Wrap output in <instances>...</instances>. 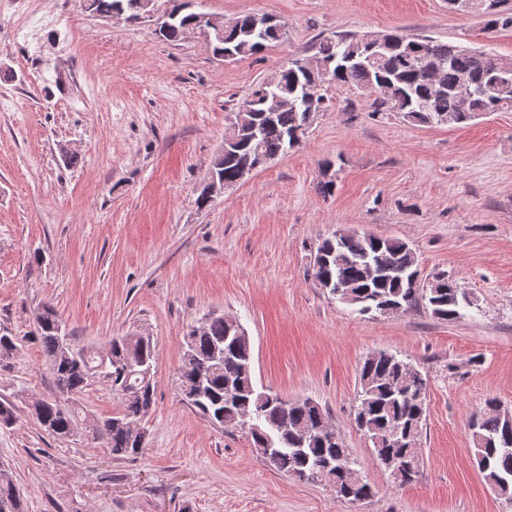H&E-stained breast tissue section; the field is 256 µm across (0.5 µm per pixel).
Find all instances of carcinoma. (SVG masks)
I'll return each mask as SVG.
<instances>
[{"label": "carcinoma", "mask_w": 512, "mask_h": 512, "mask_svg": "<svg viewBox=\"0 0 512 512\" xmlns=\"http://www.w3.org/2000/svg\"><path fill=\"white\" fill-rule=\"evenodd\" d=\"M137 0H93L99 15L125 11L126 19L139 20L144 9ZM448 8L483 18V31L490 34L512 28V0H448ZM171 12L178 17L166 29H157L161 38L179 42L197 27L196 13L183 0L174 2ZM221 36H211L216 56L242 60L282 40L285 25L273 16L245 15L226 20L213 16ZM379 44L371 43L369 33H340L324 39L309 57L290 55L264 77L249 96L233 110L232 124L237 129V144L214 158L211 170L227 183L243 180V162L261 155L269 160L287 153L286 140L304 137L312 117L322 112L320 103L307 101L308 91L324 98L325 84L348 88L369 102L371 114L395 113L403 120L425 125H462L480 115L512 110V56L486 49L460 48L448 52V44L429 37L397 33L375 34ZM467 78V103L459 98L460 80ZM317 259L311 276L332 296L336 291L348 296L361 315H386L423 305L431 314L446 321L462 316L470 306L467 293L445 272L421 275L416 251L398 238L377 237L358 231L336 232L316 248ZM35 335L54 376L58 398L40 400L32 414L44 430L57 437L74 433L78 413L70 401L100 376L117 396L122 410L110 418L88 424L91 433L106 441L116 459L135 460L146 448L147 435L130 424L146 416L155 403L154 383H143L130 367L155 359V341L142 344L129 336L112 338L102 354L89 353L78 358L61 347L57 310L45 304L34 314ZM235 331L224 317L207 320L200 332L190 327L180 370L181 385L196 387L197 366L209 361L216 344L224 348V360L208 374L201 397L194 409L208 422L224 414V427L243 430L250 436L257 455L264 457L263 435L276 432L279 453L276 470L290 473L305 469L323 476L324 460L336 456L335 484L370 497L373 488L355 468L350 448L336 437L332 446L323 439L322 422L327 411L318 403L288 401L277 394L260 403L257 400L251 342L232 338ZM109 361L105 371L97 370ZM235 386L231 402H226L225 386ZM360 392L355 422L370 443L376 465L391 460L411 466L397 479L402 486L419 475V438L426 421V406L418 396L426 393L427 379L420 370L394 354L376 352L365 359L359 374ZM474 442V459L485 480L497 495L512 504V413L493 400L469 420ZM13 504V512H28L27 502L10 480L0 479V503Z\"/></svg>", "instance_id": "carcinoma-1"}]
</instances>
